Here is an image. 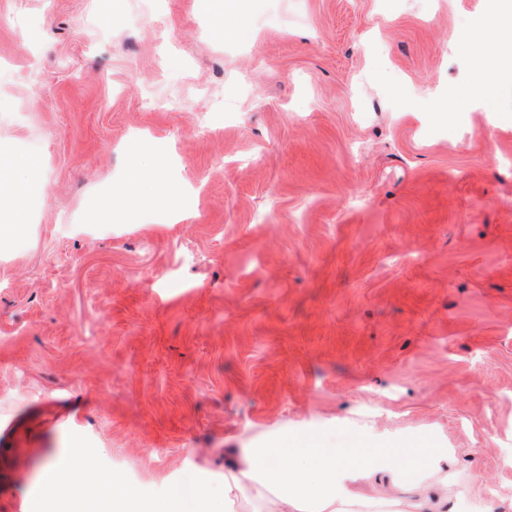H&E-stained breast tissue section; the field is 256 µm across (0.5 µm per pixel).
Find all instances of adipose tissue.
<instances>
[{
    "instance_id": "1",
    "label": "adipose tissue",
    "mask_w": 512,
    "mask_h": 512,
    "mask_svg": "<svg viewBox=\"0 0 512 512\" xmlns=\"http://www.w3.org/2000/svg\"><path fill=\"white\" fill-rule=\"evenodd\" d=\"M458 39L481 62V90L490 93L512 62L492 55L484 28L461 33ZM36 167L26 155L0 157V203L19 204V177ZM447 455V449L426 438L403 448L363 440L338 453L325 448L315 433L276 437L263 447L247 449L241 467L225 472L224 499L250 493L259 512H438L439 497L448 493L444 475L433 483L401 484L393 495H369L356 485L378 474L436 470ZM46 475L33 512H206L211 495L204 484L176 485L163 502L147 501L120 476L98 475L89 461L74 456L50 460Z\"/></svg>"
}]
</instances>
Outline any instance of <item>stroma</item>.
<instances>
[{"instance_id":"35a3bbf8","label":"stroma","mask_w":512,"mask_h":512,"mask_svg":"<svg viewBox=\"0 0 512 512\" xmlns=\"http://www.w3.org/2000/svg\"><path fill=\"white\" fill-rule=\"evenodd\" d=\"M487 0H0V512L49 456L162 500L278 434L450 449L512 512V74L462 122ZM189 182L187 216L112 195ZM39 167L27 155L0 157V205L2 202L17 206L22 201L23 184L19 176ZM119 195L113 197L112 203L122 206L125 220L129 223L137 222L139 213L143 207L141 198L128 188L119 190Z\"/></svg>"}]
</instances>
